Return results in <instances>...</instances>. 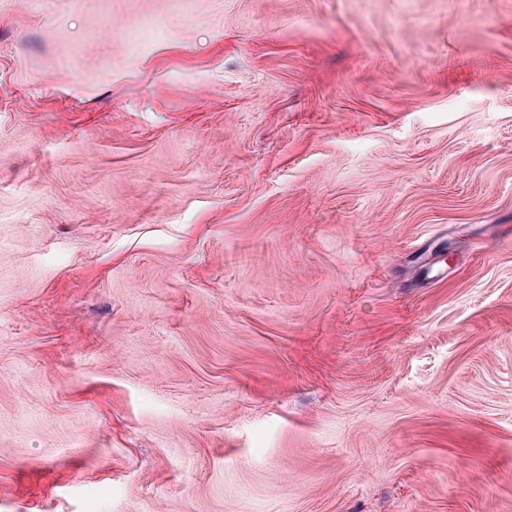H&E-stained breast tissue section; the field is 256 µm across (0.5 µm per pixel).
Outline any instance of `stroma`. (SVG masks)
Masks as SVG:
<instances>
[{
    "label": "stroma",
    "mask_w": 512,
    "mask_h": 512,
    "mask_svg": "<svg viewBox=\"0 0 512 512\" xmlns=\"http://www.w3.org/2000/svg\"><path fill=\"white\" fill-rule=\"evenodd\" d=\"M0 512H512V0H0Z\"/></svg>",
    "instance_id": "35a3bbf8"
}]
</instances>
